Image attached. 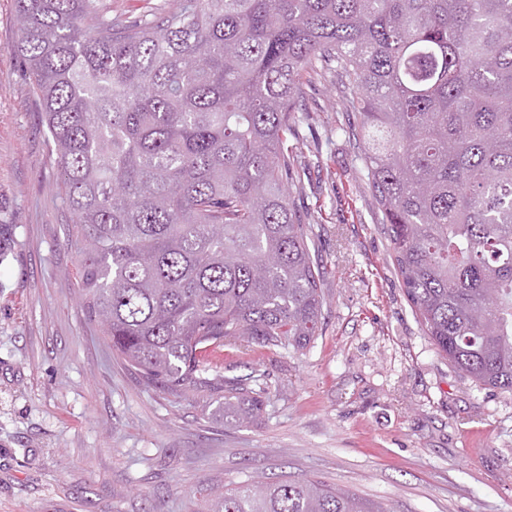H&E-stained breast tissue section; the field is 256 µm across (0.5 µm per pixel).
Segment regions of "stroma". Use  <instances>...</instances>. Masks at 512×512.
<instances>
[{
	"instance_id": "1",
	"label": "stroma",
	"mask_w": 512,
	"mask_h": 512,
	"mask_svg": "<svg viewBox=\"0 0 512 512\" xmlns=\"http://www.w3.org/2000/svg\"><path fill=\"white\" fill-rule=\"evenodd\" d=\"M15 11L0 0V512H198L201 484L257 474L391 512H512V394L475 386L425 335L335 88H308L297 201L321 227L323 331L298 353L225 348L221 374L262 370L270 392L249 424H230L207 394L146 384L86 313L73 216L11 50Z\"/></svg>"
}]
</instances>
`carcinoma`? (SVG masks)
<instances>
[{"label":"carcinoma","instance_id":"1","mask_svg":"<svg viewBox=\"0 0 512 512\" xmlns=\"http://www.w3.org/2000/svg\"><path fill=\"white\" fill-rule=\"evenodd\" d=\"M12 50L74 216V278L149 384L268 399L210 354L298 352L326 298L292 193L310 79L336 88L402 287L437 352L512 393V0H16ZM208 512H389L309 479L253 478ZM113 18L126 21L151 17L161 6H171L174 0H102Z\"/></svg>","mask_w":512,"mask_h":512}]
</instances>
